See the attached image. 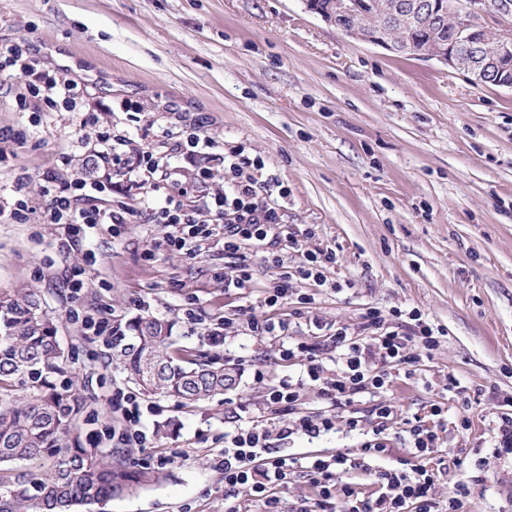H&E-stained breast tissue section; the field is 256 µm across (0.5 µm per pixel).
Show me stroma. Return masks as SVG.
Returning a JSON list of instances; mask_svg holds the SVG:
<instances>
[{
	"instance_id": "35a3bbf8",
	"label": "stroma",
	"mask_w": 512,
	"mask_h": 512,
	"mask_svg": "<svg viewBox=\"0 0 512 512\" xmlns=\"http://www.w3.org/2000/svg\"><path fill=\"white\" fill-rule=\"evenodd\" d=\"M19 41L111 106L94 125L80 112L24 110V84L0 75V132L27 133L21 142L0 139L7 157L0 205L13 204L19 174L31 178L28 223L0 222V288L36 289L57 318L62 345L75 351L79 383L98 406L85 433L110 426L108 397L132 384L113 364L111 346L81 336L67 316L75 306L116 324L142 314L173 320L177 348H201L244 369L236 390L210 401L181 406L149 396L156 410L142 422L150 445L129 455L151 467L169 457L165 481L76 512H224L215 459L225 429L257 419L268 386L305 371L302 360L280 361L278 340L252 336L243 325L227 329L223 342L211 339L243 307L261 319L290 318L299 340L310 339L316 318L356 332L368 308L387 316L419 311L440 329L439 343L428 357L408 344L416 373H393L383 396L396 408L390 450L370 465L400 466L402 421L425 416L439 436L427 463L437 500L470 480L473 512H512V460L491 452L503 402L512 400V89L477 86L436 62L348 38L308 12L304 0H0V43ZM127 99L140 111H125ZM198 117L217 147L182 160V179L208 167L211 191L222 190L223 153L246 146L265 164L254 174L259 201L276 206L296 244L269 238L250 246L253 285L229 290L215 276L225 265L221 236L192 259L159 249L165 225L127 224L117 237L102 227L92 238L97 263L74 300L65 271L84 256L58 251L56 229L44 219L45 178L63 184L96 172L111 189L95 195L94 205L135 210L140 195L128 190L124 169L92 167L98 132L131 133L150 150L156 132L181 135ZM271 173L287 196L268 193ZM326 247L339 258L332 286L298 278L279 309L263 306V289L279 269L295 270L306 252ZM272 254L279 267L268 263ZM305 294L315 301L293 318ZM190 301L193 321L184 316ZM257 364L266 373L261 383L253 380ZM452 377L458 389H449ZM435 404L442 416H431ZM373 425L367 417L356 432L340 424L317 437L293 435L279 448L297 457L352 452Z\"/></svg>"
}]
</instances>
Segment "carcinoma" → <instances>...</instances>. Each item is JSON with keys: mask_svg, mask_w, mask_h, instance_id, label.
<instances>
[{"mask_svg": "<svg viewBox=\"0 0 512 512\" xmlns=\"http://www.w3.org/2000/svg\"><path fill=\"white\" fill-rule=\"evenodd\" d=\"M405 38L448 49V25L412 27ZM112 341L115 361L143 391L187 405L240 384L241 369L174 347L173 323L140 315ZM58 328L29 288L0 290V512H73L138 493L164 473L81 441L91 408L70 369Z\"/></svg>", "mask_w": 512, "mask_h": 512, "instance_id": "obj_1", "label": "carcinoma"}]
</instances>
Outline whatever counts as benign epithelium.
Returning a JSON list of instances; mask_svg holds the SVG:
<instances>
[{"label": "benign epithelium", "mask_w": 512, "mask_h": 512, "mask_svg": "<svg viewBox=\"0 0 512 512\" xmlns=\"http://www.w3.org/2000/svg\"><path fill=\"white\" fill-rule=\"evenodd\" d=\"M435 12L432 0H386L380 22H370L369 15L359 10L352 13L350 26L340 31L394 54L436 60L462 72L474 84H481L494 74L497 85L512 88V77L499 62L503 49L512 44V0H459L448 5L451 44L446 56L412 49L401 35L404 21L428 25Z\"/></svg>", "instance_id": "1"}]
</instances>
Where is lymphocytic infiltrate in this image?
<instances>
[{"label": "lymphocytic infiltrate", "instance_id": "lymphocytic-infiltrate-1", "mask_svg": "<svg viewBox=\"0 0 512 512\" xmlns=\"http://www.w3.org/2000/svg\"><path fill=\"white\" fill-rule=\"evenodd\" d=\"M11 71L19 76L27 88L40 97L46 108L58 105L70 108L85 107L89 112L99 111V103L89 98L83 81L50 74L26 45L0 44V72ZM224 178L227 188L216 193L200 194L196 206L186 207L184 200L189 193L206 184L211 174L199 172L194 182L176 180L158 181L154 175L160 160L153 153L142 151L137 156L136 188L147 187L151 198L144 203L149 223L163 224L169 229L164 240L167 248L193 255L201 249L203 241L216 233L224 235V252L237 257L234 270L225 273V288L251 287L253 276L246 264L243 248L264 241L269 232L278 228L279 216L275 207L256 200V182L252 170L262 169L260 158L250 157L244 147L238 146L225 153ZM100 181L79 182L74 189H60L52 198L46 214L48 223L61 228L58 239L60 253H68L85 240L88 230L108 225L112 234H119L125 217L96 207L84 208L78 204V193L104 191ZM412 320L411 331L402 326L390 325L385 315L371 307L363 315L364 337H371L383 362L375 368L364 356V337L351 334L346 327L330 328L325 341H296L288 334V325L281 320L248 318L247 327L253 335L278 339L283 361L303 358L306 377L315 383L320 393L334 405L347 408L345 425L355 431L360 427L356 405L364 398H372V414L386 419L393 413L390 404L381 402L390 383L387 365L412 366L413 360L406 353L409 338H417L424 349L436 344V329L423 320L417 311L407 314ZM335 354L336 374L329 377L320 355L325 349ZM301 383L288 380L270 386L266 406L270 413L291 412L292 418L277 433L252 420L238 424L224 433V447L218 466L224 472V497L229 504L226 512H239L233 498L238 488L248 487L253 499L261 503L263 512H279L280 495L287 489L292 474L303 473L316 489L317 499L312 512H463L475 496L472 483L458 481L445 507H438L432 489L435 474L422 465L421 459L436 446L437 435L423 417L405 420L402 441L409 455L418 458L412 468H378L367 476L375 491L365 495L360 483L348 481L337 484L338 474L356 469L357 464L347 454L330 456L292 457L274 454L270 448L271 436L288 439L291 435L313 436L329 432L336 427V418L328 413L307 415L297 412ZM112 412L117 419L112 432L127 447H145L148 436L143 428V404L140 397L130 391H117L111 399Z\"/></svg>", "mask_w": 512, "mask_h": 512}]
</instances>
